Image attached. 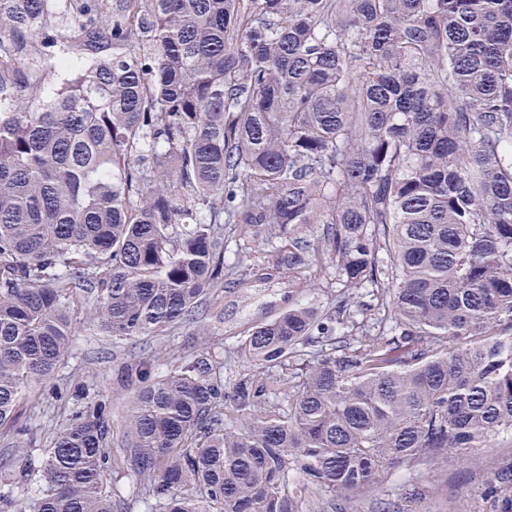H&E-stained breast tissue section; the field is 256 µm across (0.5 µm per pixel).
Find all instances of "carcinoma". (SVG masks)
<instances>
[{"mask_svg":"<svg viewBox=\"0 0 512 512\" xmlns=\"http://www.w3.org/2000/svg\"><path fill=\"white\" fill-rule=\"evenodd\" d=\"M226 224L280 239L258 279L351 294L247 328L262 371L229 394L210 352L120 367L128 447L100 395L35 454L16 414L79 329L196 321ZM3 425L0 512H118L114 472L150 512H356L399 467L511 448L512 0H0ZM484 496L512 512V469ZM311 279V282H318L322 288L323 292H320L319 300L325 305V307L336 306V300H340L343 296V292L346 289H343L342 285L336 284V280L333 277L329 279V277L320 271V269L315 270L314 268L309 270L307 273V280ZM332 279V281H331Z\"/></svg>","mask_w":512,"mask_h":512,"instance_id":"cac0c4a2","label":"carcinoma"}]
</instances>
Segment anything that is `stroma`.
<instances>
[{
    "label": "stroma",
    "mask_w": 512,
    "mask_h": 512,
    "mask_svg": "<svg viewBox=\"0 0 512 512\" xmlns=\"http://www.w3.org/2000/svg\"><path fill=\"white\" fill-rule=\"evenodd\" d=\"M265 245L249 238L238 237L232 225L224 227V258L235 267L234 283L224 288L217 304L208 307L199 322L184 323L161 336H148L137 342L115 344L105 336L91 331L75 336L73 351L58 374L61 385L83 382L89 396L104 392L112 401V445H123V417L134 392L115 386L116 369L154 359L171 364L194 357L202 342H209L217 360L224 363V382L233 385L239 376L251 373V366L238 355L236 337L253 324L272 319L287 309V284L271 281L258 283L254 275L265 261ZM72 405L51 395L40 396L27 406L21 423L35 426L41 441H48L52 430L67 418ZM473 465L440 469L418 466L398 468L390 483L364 494L357 507L359 512H378L380 500L400 501L403 493L414 484L429 485L432 495L424 504L426 512H495L491 500L484 498L483 486L499 468H512L511 448H476L472 451Z\"/></svg>",
    "instance_id": "1"
}]
</instances>
